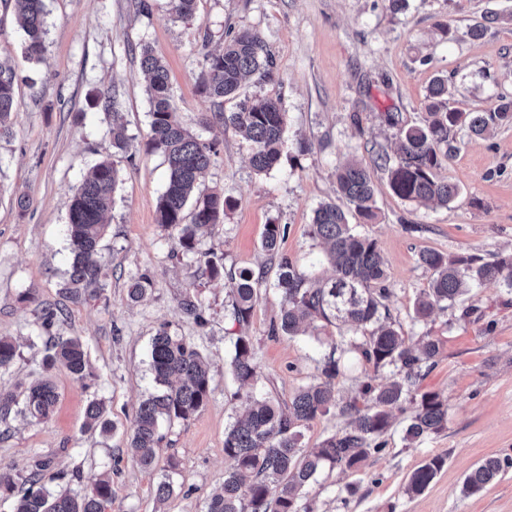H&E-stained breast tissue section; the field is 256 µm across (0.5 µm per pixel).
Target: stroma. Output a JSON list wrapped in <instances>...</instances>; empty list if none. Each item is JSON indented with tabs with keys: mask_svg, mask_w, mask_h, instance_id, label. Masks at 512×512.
I'll use <instances>...</instances> for the list:
<instances>
[{
	"mask_svg": "<svg viewBox=\"0 0 512 512\" xmlns=\"http://www.w3.org/2000/svg\"><path fill=\"white\" fill-rule=\"evenodd\" d=\"M148 9H141V2ZM42 61L27 59L14 0H0V56L18 76V106L12 135L0 140V336L14 339L18 355L0 373V393L23 396L49 379L58 401L45 421L18 410L0 417V467L28 474L36 460L64 472L62 487L83 491L104 474L112 479L105 512H203L207 496L224 483L228 462L224 430L244 409L230 368L231 341L250 336L258 365L253 392L287 406L294 393L319 374L325 355L347 327L322 323L295 337L272 335L281 295L264 285L247 325L231 314L227 273L259 268L264 228L287 231L280 251L310 279L332 276L322 245L311 235L315 209L335 200V171L355 158L367 167L376 189L379 218L358 225L373 239L387 271L386 306L410 344L424 336L441 342V354L420 381L424 392L448 403V424L421 442L404 439L409 409L392 412L386 446L359 467L327 470L302 497L313 512H512V288L488 283L461 304L414 317V301L430 274L419 255L471 254L486 261L512 257V125L486 136L454 131L453 151L440 174L459 188L448 206L397 197L376 154L395 156L400 123L426 114L436 76L449 79V108L493 109L512 97V0H198L196 14L177 18L169 0H44ZM501 14L482 39L468 37L485 13ZM249 30L273 57L270 75L253 74L241 98L280 99L286 114L281 159L256 172L251 149L233 126L202 127L212 111L199 75L202 42L220 49L226 31ZM149 45L167 66L182 123L215 143L218 154L202 189L231 201L222 223L199 235L196 253L173 257L177 232L156 222V204L166 182L160 152L147 147L150 103L140 68V48ZM111 90L113 113L90 107L87 96ZM238 99L224 102L235 111ZM121 123L125 148L112 143ZM118 170L115 203L101 242L104 288L99 295L65 297L72 255L65 233L72 190L101 160ZM27 195L19 211L15 199ZM224 258L225 275L211 279L200 256ZM152 286L131 302L128 288L140 276ZM198 300L206 320L198 325L180 302ZM49 304L65 314L51 330L40 327ZM470 315H463V308ZM198 346L212 363L211 395L188 421L162 425L154 470H142L127 452L139 403L153 392L150 345L161 324ZM79 337L92 375L79 380L62 366L44 369L48 336ZM106 406L107 435L85 431L89 401ZM446 457L444 468L420 494H409V475L426 459ZM495 456L508 468L483 491L465 494L466 474ZM169 480L162 503L154 490Z\"/></svg>",
	"mask_w": 512,
	"mask_h": 512,
	"instance_id": "1",
	"label": "stroma"
}]
</instances>
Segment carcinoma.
<instances>
[{"label": "carcinoma", "instance_id": "cac0c4a2", "mask_svg": "<svg viewBox=\"0 0 512 512\" xmlns=\"http://www.w3.org/2000/svg\"><path fill=\"white\" fill-rule=\"evenodd\" d=\"M17 23L25 33L24 51L39 61L45 52L44 0H15ZM260 38L251 32H229L224 48L203 55L200 73L202 92L211 99L214 111L202 118L205 126L230 124L252 146L251 164L258 172L275 168L281 157L284 116L278 99L258 98L237 112L223 110L224 98L233 97L241 83L262 71L270 74L273 62L262 55ZM140 67L148 80L150 102L149 146L160 152L167 163L168 179L157 203V222L177 230V245L184 252L194 251L202 229L221 223L230 200L224 194L199 191L201 178L216 154L215 144L201 140L179 119L170 95L167 67L146 46L141 48ZM448 78L439 77L430 89L425 119L398 127L399 148L395 161L385 154L377 160L385 167L391 190L409 201L434 202L446 206L458 195V187L440 177L448 152L450 132L459 127L484 136L493 129L512 124V99L503 100L490 112L450 110ZM17 107L16 73L0 59V139L11 136V114ZM118 171L108 159L96 164L74 188L66 233L73 254L69 279L64 290L72 295H96L103 288L100 244L106 235V216L114 204ZM337 200L321 204L316 210L311 235L327 247L334 277L317 283L298 274L287 257L279 253V242L286 227L265 225L261 248L279 270L276 287L281 294L278 322L271 333L296 336L304 325L317 321H340L363 339L352 340L345 348L333 347L322 363L316 381L300 388L282 409L269 397L247 395L244 416L231 422L224 432V456L230 466L224 472L219 492L208 497L204 512H312L301 506V493L326 468L351 469L372 452L383 450V435L389 428V409L404 403L414 404L406 428V439L417 441L443 430L448 421V406L439 395L418 392L423 367L434 363L440 343L431 336L412 347L382 313L388 294L387 272L374 240L356 233L350 223L354 216L365 224L378 218L375 190L371 178L358 161L336 169ZM419 261L431 272L428 286L414 303L416 319L430 316L434 307L453 306L474 283L504 282L512 287V261L483 262L469 256L448 257L433 250L420 253ZM265 272L242 269L230 277L232 315L240 324L249 322ZM64 310L57 305L41 309V328H52ZM340 356H335V351ZM43 366L58 364L82 379L86 376L87 350L77 338H55L47 348ZM349 354L375 369H392L393 380L381 386L369 382L359 395L342 406L352 417L350 430L325 439L316 448L301 445L300 428L337 405L336 378L341 356ZM17 349L0 338V371L14 363ZM230 367L240 386L257 381L258 366L251 338L236 337ZM150 370L155 390L143 399L134 416L127 446L128 454L143 470L154 467L163 442L160 423L187 421L202 408L211 393V369L196 346L168 331L162 325L152 338ZM58 394L52 383L41 380L26 391L24 416L43 421L54 411ZM84 428L110 432L104 404L91 401L86 408ZM446 459L434 456L410 475L406 492L419 494L443 469ZM48 464L39 460L21 479L0 471V493L14 495L17 484L26 486L15 500L13 512H105L112 502V480L99 479L82 494L53 490L49 484L65 478L62 473H47ZM503 470V462L488 457L465 477L463 489L469 494L482 491Z\"/></svg>", "mask_w": 512, "mask_h": 512}]
</instances>
